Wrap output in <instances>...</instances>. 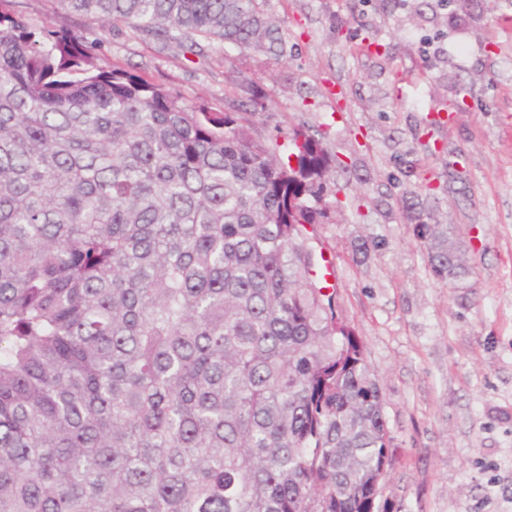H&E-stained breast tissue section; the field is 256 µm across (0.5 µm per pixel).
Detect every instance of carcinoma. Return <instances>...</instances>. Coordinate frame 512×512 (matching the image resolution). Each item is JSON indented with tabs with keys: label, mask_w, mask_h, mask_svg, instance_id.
<instances>
[{
	"label": "carcinoma",
	"mask_w": 512,
	"mask_h": 512,
	"mask_svg": "<svg viewBox=\"0 0 512 512\" xmlns=\"http://www.w3.org/2000/svg\"><path fill=\"white\" fill-rule=\"evenodd\" d=\"M0 0V512H389L382 389L313 279L339 200L249 119ZM275 57L265 0H56ZM433 274L465 278L446 224Z\"/></svg>",
	"instance_id": "cac0c4a2"
}]
</instances>
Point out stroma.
<instances>
[{
  "instance_id": "35a3bbf8",
  "label": "stroma",
  "mask_w": 512,
  "mask_h": 512,
  "mask_svg": "<svg viewBox=\"0 0 512 512\" xmlns=\"http://www.w3.org/2000/svg\"><path fill=\"white\" fill-rule=\"evenodd\" d=\"M189 105L260 96L256 139L314 135L339 199L308 229L337 315L383 392L391 512H512V0H267L282 57L186 53L15 0ZM454 229L470 274L434 276L419 223Z\"/></svg>"
}]
</instances>
